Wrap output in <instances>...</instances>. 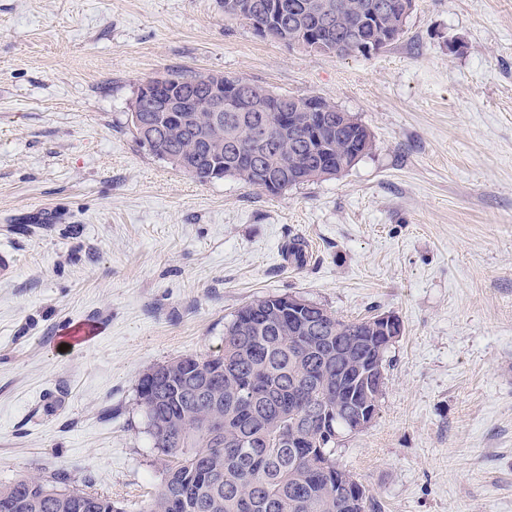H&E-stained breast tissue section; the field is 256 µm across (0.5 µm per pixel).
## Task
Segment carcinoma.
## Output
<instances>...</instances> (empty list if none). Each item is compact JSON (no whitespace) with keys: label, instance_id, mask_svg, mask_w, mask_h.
<instances>
[{"label":"carcinoma","instance_id":"obj_1","mask_svg":"<svg viewBox=\"0 0 512 512\" xmlns=\"http://www.w3.org/2000/svg\"><path fill=\"white\" fill-rule=\"evenodd\" d=\"M242 18L262 25L272 40H312L317 52L332 53L352 42L385 48L404 27L395 25L402 0H332L344 9L339 21L324 22L305 8L310 0H254ZM202 74H171L162 92L198 104L184 112L187 124L168 112L138 113L149 126L172 167L185 159L195 178L234 177L276 195L297 185L334 178L373 148L369 129L354 115L343 118L322 100L326 112L308 110L310 95L282 94L269 103L267 88L224 77V111L206 106L210 87ZM224 127V139L211 145L199 134ZM255 124L267 140L249 137ZM289 295L256 299L224 325V348L213 356H185L147 369L141 376L138 405L147 419L163 481L141 512H367L373 498L348 505L336 495V433L350 432L356 407L378 402L383 390L364 388L348 375L336 351L368 355L371 320H345L307 302L293 318L284 311ZM317 401L327 429L313 432L308 445L289 447L298 419ZM63 479L22 476L0 485V506L7 512H123L107 495L62 488Z\"/></svg>","mask_w":512,"mask_h":512}]
</instances>
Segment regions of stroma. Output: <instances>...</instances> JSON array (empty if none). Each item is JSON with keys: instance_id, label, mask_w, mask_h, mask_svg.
<instances>
[{"instance_id": "stroma-1", "label": "stroma", "mask_w": 512, "mask_h": 512, "mask_svg": "<svg viewBox=\"0 0 512 512\" xmlns=\"http://www.w3.org/2000/svg\"><path fill=\"white\" fill-rule=\"evenodd\" d=\"M172 72L321 96L374 147L275 196L198 180L130 130ZM0 247V484L64 472L140 512L162 480L140 376L286 293L402 323L336 449L377 512H512V0H417L368 57L266 40L222 0H0Z\"/></svg>"}]
</instances>
